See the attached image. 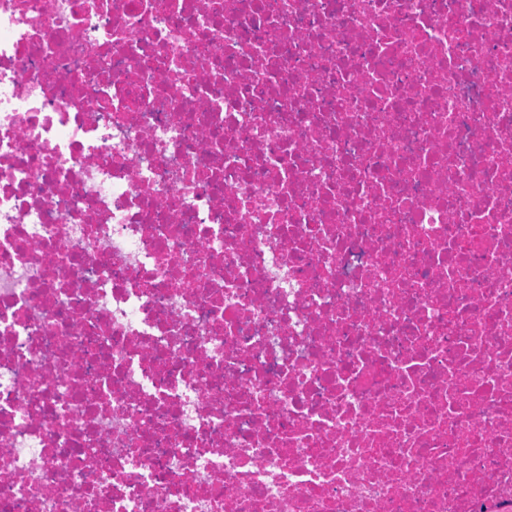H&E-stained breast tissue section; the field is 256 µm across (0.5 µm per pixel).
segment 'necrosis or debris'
I'll list each match as a JSON object with an SVG mask.
<instances>
[{"label":"necrosis or debris","instance_id":"4bbe7bcc","mask_svg":"<svg viewBox=\"0 0 512 512\" xmlns=\"http://www.w3.org/2000/svg\"><path fill=\"white\" fill-rule=\"evenodd\" d=\"M0 512H512V0H0Z\"/></svg>","mask_w":512,"mask_h":512}]
</instances>
